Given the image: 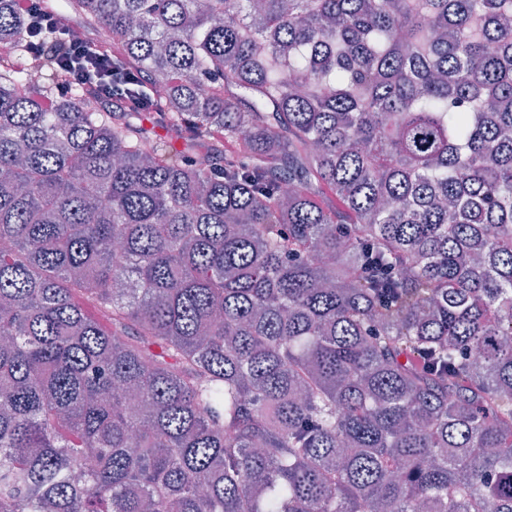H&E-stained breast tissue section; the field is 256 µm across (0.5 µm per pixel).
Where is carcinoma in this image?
<instances>
[{
	"mask_svg": "<svg viewBox=\"0 0 512 512\" xmlns=\"http://www.w3.org/2000/svg\"><path fill=\"white\" fill-rule=\"evenodd\" d=\"M47 8L146 103L0 0V512H512V0ZM43 0H14L17 12L28 21V26L38 24L50 33L60 32L65 35L68 50L63 62L68 67L73 79L90 83L97 91V99L104 105L112 107L113 99H129L128 104L142 105L136 99H130L126 89L112 88V66L104 54L93 52L86 41L74 39L70 24L57 14L47 11Z\"/></svg>",
	"mask_w": 512,
	"mask_h": 512,
	"instance_id": "obj_1",
	"label": "carcinoma"
}]
</instances>
